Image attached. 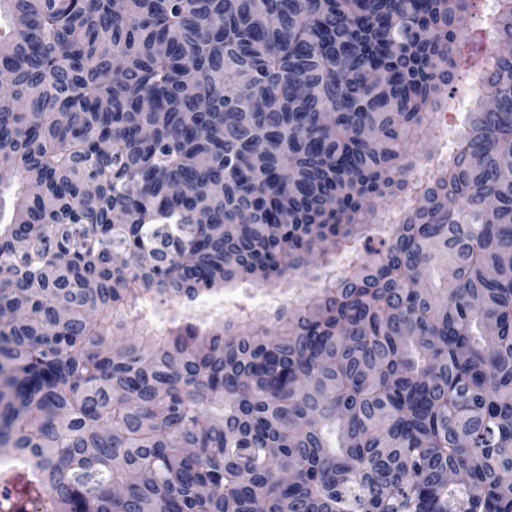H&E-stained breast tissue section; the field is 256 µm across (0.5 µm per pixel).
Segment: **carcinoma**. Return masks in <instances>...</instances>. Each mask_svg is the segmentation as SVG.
Masks as SVG:
<instances>
[{"label": "carcinoma", "mask_w": 512, "mask_h": 512, "mask_svg": "<svg viewBox=\"0 0 512 512\" xmlns=\"http://www.w3.org/2000/svg\"><path fill=\"white\" fill-rule=\"evenodd\" d=\"M470 2L0 0V512H512V0L411 138ZM480 29L478 21L470 25L468 29V40L464 43L462 54L464 62L461 65L460 79L455 85L456 97L466 96L464 99L468 100V107L466 112H459L453 114L452 125L457 131L462 130L468 122L469 109L475 106V101L482 96L481 85L479 82L477 61L488 52L492 46V42L480 40L477 45L475 44L476 35ZM420 160L417 172L420 177L435 168L436 158L440 155H445L448 150V136L447 131L441 132L434 140L423 142L418 146ZM320 284L321 281L312 279H296L290 282L286 279L269 293L266 289L243 282L233 289L224 291V294L205 296L189 307L171 303L159 304L156 319L168 321L175 318L180 322L191 317L189 321L194 323H212L223 316L232 315L237 307L259 310L287 303L294 288H317Z\"/></svg>", "instance_id": "cac0c4a2"}]
</instances>
